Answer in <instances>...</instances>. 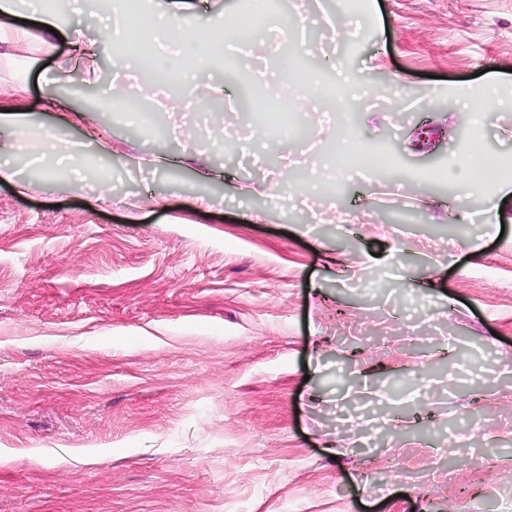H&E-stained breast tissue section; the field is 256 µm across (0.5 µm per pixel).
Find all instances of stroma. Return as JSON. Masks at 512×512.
I'll use <instances>...</instances> for the list:
<instances>
[{
    "instance_id": "obj_1",
    "label": "stroma",
    "mask_w": 512,
    "mask_h": 512,
    "mask_svg": "<svg viewBox=\"0 0 512 512\" xmlns=\"http://www.w3.org/2000/svg\"><path fill=\"white\" fill-rule=\"evenodd\" d=\"M90 10L65 0L61 35L0 41V104L28 133L65 97L112 143L84 150L71 185L53 160L17 164L25 194L0 181V512H502L512 191L463 193L448 165L475 150L512 164V107L463 110L512 86V0H283L261 38L198 74L194 104L169 85L137 116L106 97L143 76L111 43L57 69L69 28L97 39ZM289 53L322 83L383 92L347 122L308 95L306 139L254 141L244 100L279 88ZM348 129L379 167L332 169L338 195L301 197L307 158ZM186 143L193 162L155 167ZM107 177L102 208L89 188Z\"/></svg>"
}]
</instances>
